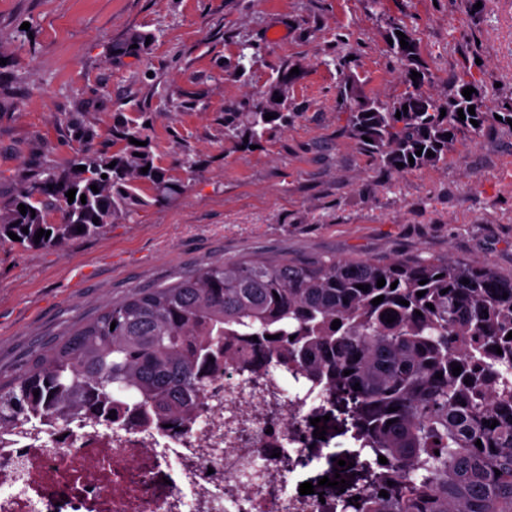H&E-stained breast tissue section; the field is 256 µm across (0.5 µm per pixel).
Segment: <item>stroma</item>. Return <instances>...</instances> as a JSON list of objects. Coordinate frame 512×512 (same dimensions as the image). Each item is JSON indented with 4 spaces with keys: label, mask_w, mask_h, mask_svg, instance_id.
Returning <instances> with one entry per match:
<instances>
[{
    "label": "stroma",
    "mask_w": 512,
    "mask_h": 512,
    "mask_svg": "<svg viewBox=\"0 0 512 512\" xmlns=\"http://www.w3.org/2000/svg\"><path fill=\"white\" fill-rule=\"evenodd\" d=\"M399 19L447 100L469 69L485 111L512 100V0H0V202L94 149L126 146L114 113L149 123L150 151L182 195L50 249L0 241V378L25 368L81 317L138 288L248 256L449 255L512 276V129L486 123L446 162L394 173L353 138L339 89L403 90L387 42ZM138 55L112 54L131 33ZM246 73L236 76L240 52ZM292 122L258 148L227 129L279 74Z\"/></svg>",
    "instance_id": "stroma-1"
}]
</instances>
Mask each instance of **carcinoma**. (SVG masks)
Listing matches in <instances>:
<instances>
[{
    "label": "carcinoma",
    "mask_w": 512,
    "mask_h": 512,
    "mask_svg": "<svg viewBox=\"0 0 512 512\" xmlns=\"http://www.w3.org/2000/svg\"><path fill=\"white\" fill-rule=\"evenodd\" d=\"M399 31L409 47H401ZM387 36L403 67L405 89L387 102L345 81L341 99L348 130L388 170L435 166L448 158L459 134L484 129L488 113L481 93L469 100L462 95L466 87L478 88L465 71L451 79L447 102L424 94L421 86L432 73L419 60L413 34L392 20ZM414 71L422 74L415 81ZM297 79L285 71L273 83L280 102L271 98L253 111L224 113L227 128L253 145L269 128L287 125L288 86ZM268 113L274 118L267 121ZM113 127L126 140L146 141L120 112ZM82 139L66 168L22 183L0 203V241L13 232L20 247H58L183 192L184 185L155 164L149 146L129 143L106 155L89 146L91 131ZM429 150L434 156H427ZM113 161L116 165L108 167ZM146 166L148 172L141 173ZM147 188L153 191L150 201L142 196ZM70 189L76 190L71 203L65 196ZM54 213L60 214L57 224L50 221ZM40 229L51 234L37 242ZM380 277L385 279L381 288ZM465 278L469 283H462ZM381 295L383 302L373 305ZM387 313L396 320L386 322ZM336 319L341 325L333 330ZM511 331L512 277L478 262L451 256L301 259L286 254L215 262L167 285L135 289L74 324L48 349L36 350L25 369L0 382V429L39 411L61 417L110 415L131 401L174 424L201 401L209 358L224 353V337L277 334L273 355L301 371H330L331 384L358 401L348 409L355 435L367 439L370 453L399 468L391 497L363 503L362 512H512V339H506ZM454 364L462 367L457 376ZM346 370L351 374L344 375Z\"/></svg>",
    "instance_id": "1"
}]
</instances>
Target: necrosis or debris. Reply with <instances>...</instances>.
<instances>
[{
  "instance_id": "4bbe7bcc",
  "label": "necrosis or debris",
  "mask_w": 512,
  "mask_h": 512,
  "mask_svg": "<svg viewBox=\"0 0 512 512\" xmlns=\"http://www.w3.org/2000/svg\"><path fill=\"white\" fill-rule=\"evenodd\" d=\"M335 412L326 376L268 362L264 340L233 336L178 428L132 411L1 429L0 512H336L340 496L378 498L380 485L359 482L292 490L303 471L357 462L351 449L313 448V418Z\"/></svg>"
}]
</instances>
